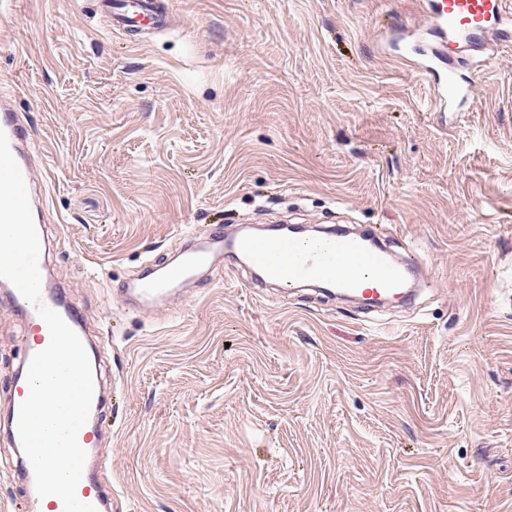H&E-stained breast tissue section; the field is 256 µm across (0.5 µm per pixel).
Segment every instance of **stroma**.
<instances>
[{
    "instance_id": "obj_1",
    "label": "stroma",
    "mask_w": 512,
    "mask_h": 512,
    "mask_svg": "<svg viewBox=\"0 0 512 512\" xmlns=\"http://www.w3.org/2000/svg\"><path fill=\"white\" fill-rule=\"evenodd\" d=\"M113 34L96 0L0 9V92L40 147L46 266L100 354L112 512H512V46L463 55L444 117L415 0H170ZM370 230L420 292L381 314L223 259L120 302L185 232ZM25 326L0 296V414ZM0 433V512L26 495Z\"/></svg>"
}]
</instances>
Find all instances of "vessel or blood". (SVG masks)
<instances>
[{
	"label": "vessel or blood",
	"mask_w": 512,
	"mask_h": 512,
	"mask_svg": "<svg viewBox=\"0 0 512 512\" xmlns=\"http://www.w3.org/2000/svg\"><path fill=\"white\" fill-rule=\"evenodd\" d=\"M98 7L112 30L128 37L145 29L161 32L171 26L165 0H98ZM422 8L431 16L432 32L418 47L416 55L420 77L433 88L431 104L438 107L446 102L463 103L469 97V90L457 78L455 57L482 44L490 35L511 45L512 0H422ZM0 130L5 132L26 182L31 209L39 211L44 204V193L32 179L30 156L35 150L34 134L30 126L17 118L13 99L8 94L0 96ZM221 253L247 261L264 279L288 289L323 283L373 300L398 298L410 288L402 264L358 234L330 233L308 239L280 234L271 237L213 234L203 246L187 252L179 264L168 268L163 275L141 282L136 293L147 299L161 297L174 284L209 266L214 256ZM41 299L74 331H81L80 312L64 307L49 281L41 283ZM10 300L26 320L30 331L24 339L26 353L34 355L48 345V327L18 290H11ZM76 494L97 512H104L108 504L101 484L87 474L82 476Z\"/></svg>",
	"instance_id": "vessel-or-blood-1"
}]
</instances>
